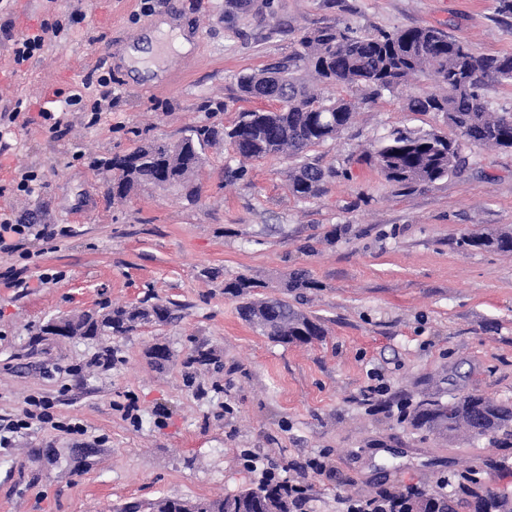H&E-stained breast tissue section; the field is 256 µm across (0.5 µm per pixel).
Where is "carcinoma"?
I'll return each instance as SVG.
<instances>
[{
    "mask_svg": "<svg viewBox=\"0 0 512 512\" xmlns=\"http://www.w3.org/2000/svg\"><path fill=\"white\" fill-rule=\"evenodd\" d=\"M297 48L271 68L245 73L239 90L248 100L279 99L273 107L238 114L227 129L202 125L190 137L175 142L148 140L133 151L106 161L114 172L108 194L124 200L134 190L164 185L190 201L199 196L194 176L205 161V149L227 143L240 163L269 156L299 159L305 153L348 129L359 103L375 101L420 76L436 84L407 100L410 112L434 113L444 118L455 136L440 131L420 132L395 128L367 160L400 191L433 183L460 169L466 144L512 148V112L495 110L481 90L484 81L512 85V54H477L466 43L452 39L440 28L425 26L359 35L349 26H325L296 37ZM340 87L346 94L325 96L320 87ZM327 172L303 162L288 171L289 194L307 200L316 197ZM461 244L512 252V233L496 237L471 235ZM260 283L240 275L224 284V293L240 299L239 314L276 342L307 344L323 335L320 323L279 298L255 299ZM173 310L163 304L130 308L108 306L78 316L86 336H125L137 325L163 323ZM411 422L419 430L446 437L460 428L485 437L512 427V405L466 395L444 402L430 397L418 403ZM405 501L402 512H451L448 503L410 488L397 494ZM120 512H296L279 484L263 483L223 499L187 502L168 498L157 503L128 502Z\"/></svg>",
    "mask_w": 512,
    "mask_h": 512,
    "instance_id": "obj_1",
    "label": "carcinoma"
}]
</instances>
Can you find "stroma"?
Here are the masks:
<instances>
[{
    "label": "stroma",
    "mask_w": 512,
    "mask_h": 512,
    "mask_svg": "<svg viewBox=\"0 0 512 512\" xmlns=\"http://www.w3.org/2000/svg\"><path fill=\"white\" fill-rule=\"evenodd\" d=\"M70 0H0V108L23 100L27 126L0 128V212L34 216L56 237L27 241L38 269L0 257V425L27 396L54 403L56 420L85 435L32 427L0 447V512H116L131 501L215 499L258 486L265 473L304 479L303 512H345L348 498L412 487L475 512L446 480L473 471L481 489L512 501V430L441 439L404 420L400 402L480 394L512 404V255L461 246L473 233L512 230V150L465 146L466 166L400 193L362 155L396 127L445 131L410 112L426 77L362 105L336 140L306 157L329 169L319 196L289 194L290 160L249 163L211 148L200 200L140 190L110 201L103 160L145 140L172 142L192 126L231 125L251 106L240 74L285 61L300 32L351 25L362 32L442 28L481 54L512 53V16L498 0H256L224 16V0H85L86 17L29 62L22 33L65 16ZM193 38L192 51L144 83L122 60L159 22ZM111 74L117 98L91 122L66 107L85 81ZM69 109L51 129L43 112ZM32 170L34 193L17 191ZM59 273L44 284L39 269ZM312 285L286 290L293 272ZM259 282L317 318L324 336L282 344L243 321L224 283ZM21 287H14V280ZM162 303L167 323L120 337L57 338L51 320L107 304ZM169 347L164 368L154 344ZM214 364L191 363L196 348ZM387 390L377 393L378 383ZM324 458L328 470L307 469Z\"/></svg>",
    "instance_id": "1"
}]
</instances>
